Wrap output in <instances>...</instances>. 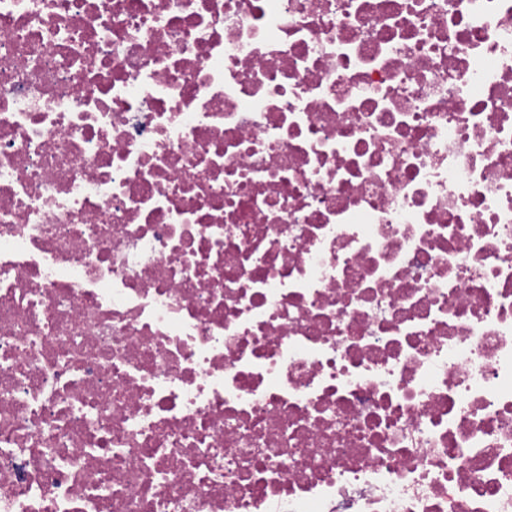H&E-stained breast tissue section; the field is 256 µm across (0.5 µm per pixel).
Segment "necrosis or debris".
<instances>
[{
	"label": "necrosis or debris",
	"instance_id": "1",
	"mask_svg": "<svg viewBox=\"0 0 512 512\" xmlns=\"http://www.w3.org/2000/svg\"><path fill=\"white\" fill-rule=\"evenodd\" d=\"M0 512H512V0H0Z\"/></svg>",
	"mask_w": 512,
	"mask_h": 512
}]
</instances>
